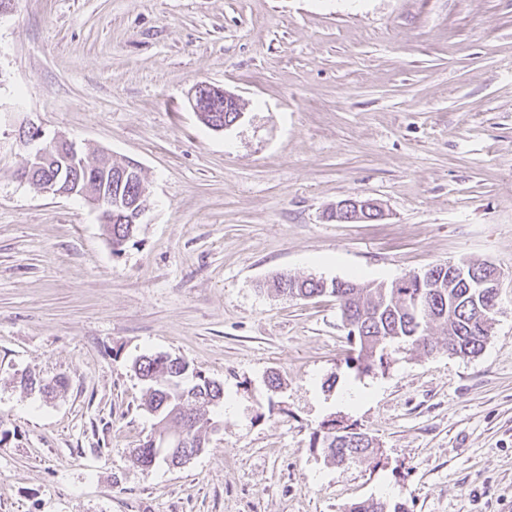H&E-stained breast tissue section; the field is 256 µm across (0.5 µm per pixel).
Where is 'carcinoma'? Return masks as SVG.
<instances>
[{
  "label": "carcinoma",
  "mask_w": 512,
  "mask_h": 512,
  "mask_svg": "<svg viewBox=\"0 0 512 512\" xmlns=\"http://www.w3.org/2000/svg\"><path fill=\"white\" fill-rule=\"evenodd\" d=\"M58 177L64 184L69 177L77 176L74 170L56 169L50 173L36 172L32 182L37 185L50 177ZM137 229L135 224L114 222L106 228L112 246L122 247ZM444 266L436 265L420 271L444 275V288H428V321L418 325L409 318L405 309L406 294L416 293V288H384L382 284H365L357 280L338 283L339 297L347 298L353 327L347 336H355L357 354L352 358L356 372L368 373L375 368L388 365L389 348L395 343H409L426 349L430 353L445 349L448 353L462 357L481 352L488 336L479 326L477 308L480 296L459 287L449 275L443 274ZM275 291L292 299H307L322 295L325 282L312 277L281 274L273 280ZM439 326L448 342L438 347L433 341L431 329ZM138 377L148 384L146 409L155 417L153 432L135 449L137 463L143 470H151L157 463L168 465L174 461L157 454L162 439L170 440L179 448H190L198 454L206 448L207 433L217 422L209 417L210 411L224 406V385L200 372L190 371V365L180 357L167 354L143 356L134 363ZM20 384L26 389H37L52 394L64 387V382H46L25 374ZM366 433L352 427L346 433L347 444L336 446V420L321 425L314 432L310 447L319 448L325 457L340 464H352L368 458L374 453L373 443L365 439ZM401 506L387 510L383 501L368 499L352 504L349 512H400Z\"/></svg>",
  "instance_id": "cac0c4a2"
}]
</instances>
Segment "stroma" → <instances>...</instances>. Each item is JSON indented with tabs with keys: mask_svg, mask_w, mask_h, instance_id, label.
<instances>
[{
	"mask_svg": "<svg viewBox=\"0 0 512 512\" xmlns=\"http://www.w3.org/2000/svg\"><path fill=\"white\" fill-rule=\"evenodd\" d=\"M244 104L206 127L200 83ZM46 138L137 162L121 254L81 198L20 173ZM371 199L384 216L340 223ZM503 275L475 356L399 343L348 369L333 297L280 273L392 282L451 260ZM224 386L204 450L144 471V355ZM31 372L64 379L23 390ZM278 374L282 386L266 385ZM363 392L345 402L348 389ZM336 419L376 453L310 445ZM512 512V0H8L0 13V512ZM378 204L373 200L369 199H348L341 201L336 205V209L334 214L336 215L339 211L347 212L348 211V219L349 222H362L367 220L366 214L368 210L372 211H380V208L377 206ZM274 290L277 294L292 299H307L321 296L325 282L312 277H299L291 274H280L273 280ZM328 422L323 423L320 430L313 432L310 441L311 447L321 448L326 458L340 464H352L365 460L374 453V442L365 439L367 434L351 425L343 427L350 428L349 432L342 433L348 439L347 444L336 448V419Z\"/></svg>",
	"mask_w": 512,
	"mask_h": 512,
	"instance_id": "obj_1",
	"label": "stroma"
}]
</instances>
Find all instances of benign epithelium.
<instances>
[{"mask_svg": "<svg viewBox=\"0 0 512 512\" xmlns=\"http://www.w3.org/2000/svg\"><path fill=\"white\" fill-rule=\"evenodd\" d=\"M190 103L199 119H205L204 113H209L210 122H208V125L216 131H223L234 126L232 122L224 124L216 119V112L220 110L235 112L237 113V118L243 117V105L239 98L221 87L210 86L206 91L199 87L196 88L194 93L191 94ZM53 145L64 147V151L59 154V160L76 170L80 168L86 169L90 164L98 167L109 161V158L102 157L90 164L87 163L82 148L75 142L65 138L56 139ZM50 162L51 158L43 147L38 146L34 148L29 155L27 165L21 173V178L24 180L28 179L30 175L45 168ZM111 174L114 175V180L121 183L128 177L141 176L140 166L133 161L127 160L117 165L111 171ZM45 191L60 195L83 197L97 212L98 220L102 224L112 223V218L118 215L123 216V221L125 222L137 224L147 207L146 186L143 183L138 185L137 194L133 198L124 197L119 193L112 192V186L109 184L103 183L100 185L96 183L91 185L79 177L69 180L64 188L57 187L56 181L51 180L46 185ZM370 209L375 211L378 209V206L376 202L369 199H348L336 205V211L348 213V221L350 222L366 220V214ZM453 268L456 281L467 288L474 289L477 294L488 299V305L484 307V310L490 313L496 311L501 273L497 271L491 275L482 274L479 276L476 274L473 264L468 262H457L453 264Z\"/></svg>", "mask_w": 512, "mask_h": 512, "instance_id": "benign-epithelium-1", "label": "benign epithelium"}]
</instances>
